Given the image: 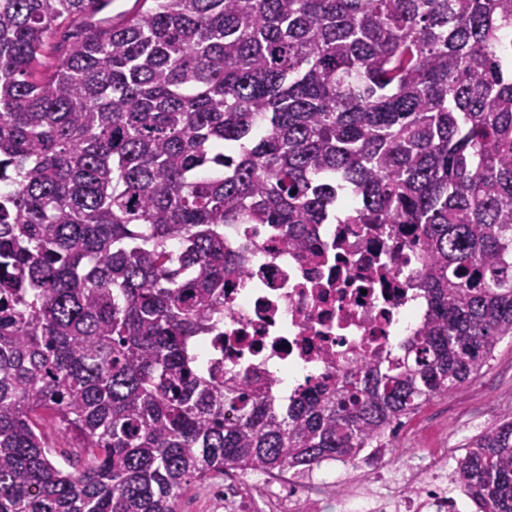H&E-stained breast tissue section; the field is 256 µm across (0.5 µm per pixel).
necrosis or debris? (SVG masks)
<instances>
[{
    "instance_id": "4bbe7bcc",
    "label": "necrosis or debris",
    "mask_w": 512,
    "mask_h": 512,
    "mask_svg": "<svg viewBox=\"0 0 512 512\" xmlns=\"http://www.w3.org/2000/svg\"><path fill=\"white\" fill-rule=\"evenodd\" d=\"M310 246L288 244L284 224H228L224 251L243 274L224 277L222 337L202 336L195 350L203 366L265 384L285 399L283 384L329 390L356 361L387 356L426 322L427 294L415 274L422 263L409 234L385 237L375 224H311ZM386 454L366 448L356 468L370 476L360 489L331 485L338 512H459L446 487L448 456L428 475L408 465L381 478ZM313 476L289 477L275 490L278 512H315Z\"/></svg>"
}]
</instances>
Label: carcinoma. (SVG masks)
Instances as JSON below:
<instances>
[{"label": "carcinoma", "instance_id": "cac0c4a2", "mask_svg": "<svg viewBox=\"0 0 512 512\" xmlns=\"http://www.w3.org/2000/svg\"><path fill=\"white\" fill-rule=\"evenodd\" d=\"M109 2L0 0V512H179L212 472L350 461L479 376L512 339V0ZM348 215L411 227L427 324L286 408L204 370L224 225L305 247ZM454 481L512 512V413Z\"/></svg>", "mask_w": 512, "mask_h": 512}]
</instances>
